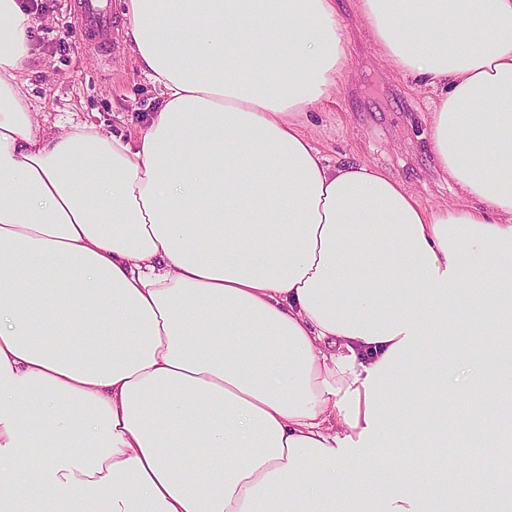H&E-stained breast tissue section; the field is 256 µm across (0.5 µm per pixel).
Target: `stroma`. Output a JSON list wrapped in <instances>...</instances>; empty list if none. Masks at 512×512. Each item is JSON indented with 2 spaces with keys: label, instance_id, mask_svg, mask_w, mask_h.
<instances>
[{
  "label": "stroma",
  "instance_id": "1",
  "mask_svg": "<svg viewBox=\"0 0 512 512\" xmlns=\"http://www.w3.org/2000/svg\"><path fill=\"white\" fill-rule=\"evenodd\" d=\"M77 0H42L34 13L32 59L27 78L32 111L62 126L90 123L107 134L135 133L156 94L135 57L115 33L107 56L92 54L76 39ZM350 45L349 72L340 92L310 112L305 131L332 160L384 168L425 206L454 204L456 196L436 173L427 145L433 104L376 55L357 17L355 0H342ZM70 36L67 49L58 41Z\"/></svg>",
  "mask_w": 512,
  "mask_h": 512
}]
</instances>
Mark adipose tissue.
<instances>
[{
    "label": "adipose tissue",
    "mask_w": 512,
    "mask_h": 512,
    "mask_svg": "<svg viewBox=\"0 0 512 512\" xmlns=\"http://www.w3.org/2000/svg\"><path fill=\"white\" fill-rule=\"evenodd\" d=\"M124 6L159 97L131 140L30 110L34 19L0 0V512H512L374 451L442 443L448 376L512 392V0L356 2L434 96L439 207L303 130L340 0Z\"/></svg>",
    "instance_id": "obj_1"
}]
</instances>
